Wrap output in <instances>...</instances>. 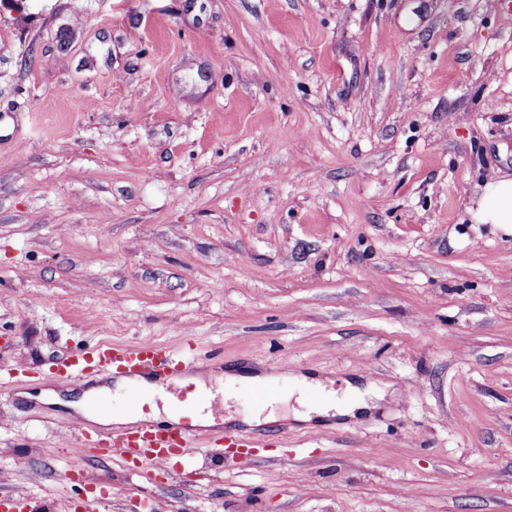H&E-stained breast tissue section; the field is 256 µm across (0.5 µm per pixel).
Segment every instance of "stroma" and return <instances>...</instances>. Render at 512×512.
<instances>
[{
    "label": "stroma",
    "mask_w": 512,
    "mask_h": 512,
    "mask_svg": "<svg viewBox=\"0 0 512 512\" xmlns=\"http://www.w3.org/2000/svg\"><path fill=\"white\" fill-rule=\"evenodd\" d=\"M501 0H0V368L193 342L389 384L249 465L148 473L0 383V491L66 512H512ZM470 211L477 224H496L512 234V179L495 178L486 183L477 209Z\"/></svg>",
    "instance_id": "obj_1"
}]
</instances>
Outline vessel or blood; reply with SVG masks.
<instances>
[{
	"instance_id": "1",
	"label": "vessel or blood",
	"mask_w": 512,
	"mask_h": 512,
	"mask_svg": "<svg viewBox=\"0 0 512 512\" xmlns=\"http://www.w3.org/2000/svg\"><path fill=\"white\" fill-rule=\"evenodd\" d=\"M194 351L191 345L176 348L167 344L126 345L102 341L91 350L72 353L48 369L35 372L34 377L41 383L66 386L91 373L122 376L132 382L131 403L139 405L143 402L139 380L165 383L184 375L192 365ZM197 400L194 386L184 385L174 398L175 407L182 412L179 422L162 425L147 417L121 432H84V443L95 448L100 456L119 453L133 469H159L176 459L191 464L198 436L188 411ZM260 445L254 435L227 431L213 440L211 453L222 463L238 464L254 460Z\"/></svg>"
}]
</instances>
